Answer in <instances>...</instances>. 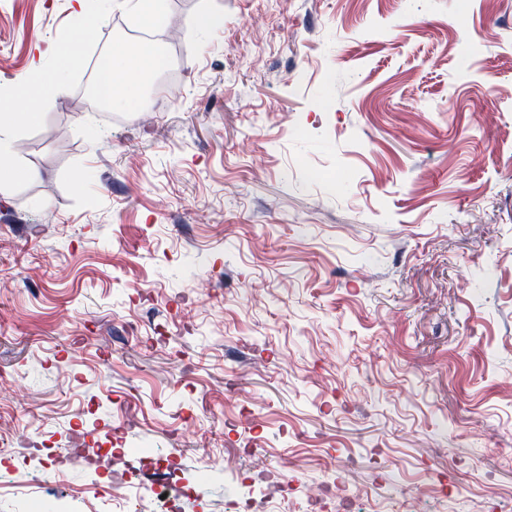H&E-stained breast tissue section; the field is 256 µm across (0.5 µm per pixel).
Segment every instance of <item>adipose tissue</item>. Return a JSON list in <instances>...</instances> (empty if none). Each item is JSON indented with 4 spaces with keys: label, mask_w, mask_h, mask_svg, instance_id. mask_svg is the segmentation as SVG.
Wrapping results in <instances>:
<instances>
[{
    "label": "adipose tissue",
    "mask_w": 512,
    "mask_h": 512,
    "mask_svg": "<svg viewBox=\"0 0 512 512\" xmlns=\"http://www.w3.org/2000/svg\"><path fill=\"white\" fill-rule=\"evenodd\" d=\"M156 67L157 61L150 55L136 52L125 43L115 44L107 62L97 71L94 91L109 106L137 109L146 80ZM33 98L34 90L29 86L17 89L13 97L0 98V160L14 158L17 131L22 124L37 117L32 110L14 111V100Z\"/></svg>",
    "instance_id": "adipose-tissue-1"
}]
</instances>
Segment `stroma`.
I'll return each mask as SVG.
<instances>
[{"mask_svg": "<svg viewBox=\"0 0 512 512\" xmlns=\"http://www.w3.org/2000/svg\"><path fill=\"white\" fill-rule=\"evenodd\" d=\"M155 114L92 111L139 16L0 0V89L83 55L0 193V512L335 482L512 512V0H158ZM208 11L223 22L195 25ZM126 453L95 468L98 449ZM221 460L207 479L204 457Z\"/></svg>", "mask_w": 512, "mask_h": 512, "instance_id": "obj_1", "label": "stroma"}]
</instances>
